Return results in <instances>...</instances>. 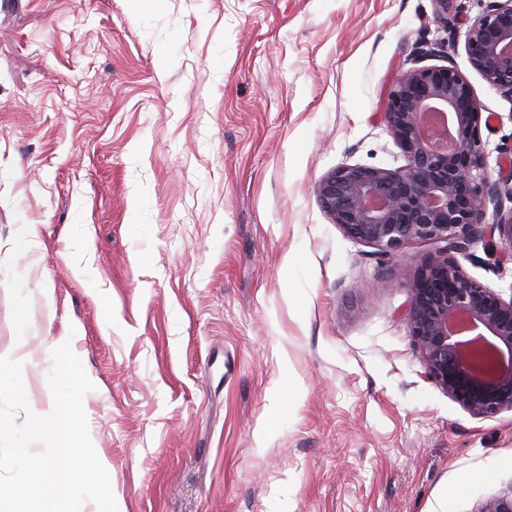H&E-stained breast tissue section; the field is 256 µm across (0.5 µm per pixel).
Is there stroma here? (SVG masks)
<instances>
[{"label": "stroma", "instance_id": "35a3bbf8", "mask_svg": "<svg viewBox=\"0 0 512 512\" xmlns=\"http://www.w3.org/2000/svg\"><path fill=\"white\" fill-rule=\"evenodd\" d=\"M487 0H0V353L28 411L70 343L118 512H479L512 411L427 377L403 312L438 246L347 239L316 183L404 163L381 120L454 65L512 162V98L468 63ZM443 52L423 57L425 43ZM465 272L512 295L484 242ZM25 319V337L16 322Z\"/></svg>", "mask_w": 512, "mask_h": 512}]
</instances>
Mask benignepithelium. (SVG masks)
I'll use <instances>...</instances> for the list:
<instances>
[{
	"label": "benign epithelium",
	"instance_id": "7a95c632",
	"mask_svg": "<svg viewBox=\"0 0 512 512\" xmlns=\"http://www.w3.org/2000/svg\"><path fill=\"white\" fill-rule=\"evenodd\" d=\"M471 67L512 98V0H488L465 33ZM483 116L453 66L407 71L389 90L382 119L405 164H340L315 187L331 223L352 240L395 256L417 241L441 244L407 283L404 319L428 378L476 417L512 410V297L472 279L455 255L478 236L512 258V187L488 182ZM491 223H486L488 203ZM480 512H512V494Z\"/></svg>",
	"mask_w": 512,
	"mask_h": 512
}]
</instances>
